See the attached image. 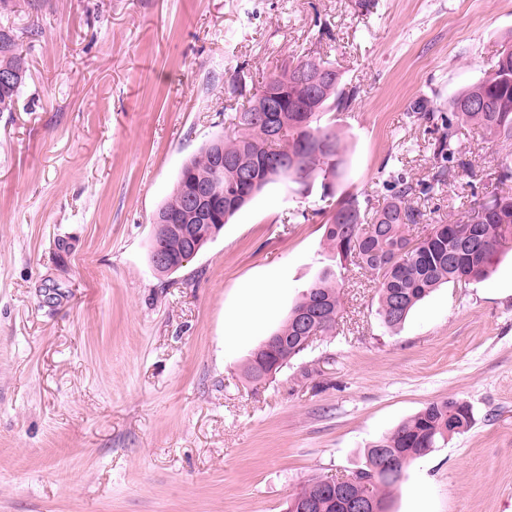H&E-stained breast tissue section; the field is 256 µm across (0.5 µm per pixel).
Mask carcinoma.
I'll use <instances>...</instances> for the list:
<instances>
[{
    "instance_id": "obj_1",
    "label": "carcinoma",
    "mask_w": 512,
    "mask_h": 512,
    "mask_svg": "<svg viewBox=\"0 0 512 512\" xmlns=\"http://www.w3.org/2000/svg\"><path fill=\"white\" fill-rule=\"evenodd\" d=\"M0 71L15 74L8 86L0 85V112H11L25 81L27 62L10 28L0 25ZM271 93L288 96V111L275 113L276 136L270 137L267 123L254 112L257 103ZM353 94L341 88V77L317 97L299 83L291 68L270 76L261 92L233 117L237 132L218 136L198 155L187 161L177 184L160 212L181 213L188 189L213 180L218 161H228L222 173L224 195L207 206L204 222L182 224L171 233L154 235L150 250L162 249L173 266L156 270L160 275L182 268L189 241L206 245L218 236L224 224L246 203L248 196L267 185L281 181L295 185L301 194L311 192L320 182L322 198L335 196V188L346 166V147L340 132L321 125L331 109L346 108ZM452 116L442 120L443 131L435 144L434 155L441 159L433 179L441 182L464 166L459 159L460 129L468 127L494 140H512V49L501 53L495 72L472 84L452 101ZM321 137L330 144L307 155L294 173L281 177L270 158L289 152L300 154L303 142ZM250 172V182L240 181L236 164ZM424 192L398 174L388 184L382 202L364 209L352 196L337 198L325 224L323 238L327 249L340 267L369 272L378 280L377 316L383 327L400 326L410 311L435 288L449 282L480 281L490 274L494 256L512 237V193L500 190L482 199L469 200L463 219L448 224H433L420 236L412 228L420 221V212L411 204L416 192ZM342 309L336 273L323 269L293 306L285 322L273 332L277 343L263 353L258 362L252 352L245 376L261 382L281 371L306 351L300 336L301 321H311L318 336H333ZM472 423L470 406L457 399L429 403L418 413L369 446L364 464L351 473L348 481L336 487L323 478L308 480L292 499L312 504L311 512H354L352 504L368 495L389 512L392 495L403 480L379 468V458L386 453L409 468L418 458L430 453L448 437L467 430Z\"/></svg>"
}]
</instances>
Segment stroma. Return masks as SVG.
Returning <instances> with one entry per match:
<instances>
[{
	"mask_svg": "<svg viewBox=\"0 0 512 512\" xmlns=\"http://www.w3.org/2000/svg\"><path fill=\"white\" fill-rule=\"evenodd\" d=\"M7 17L28 76L0 112V512H285L447 398L472 424L409 467L392 512H512V239L486 280L393 330L374 278L345 273L335 335L259 383L251 353L333 264L320 188L269 185L175 273L149 259L182 165L301 53L356 94L324 117L348 147L338 193L380 199L398 171L433 185L422 225L458 218L512 141L466 132V168L436 184L440 119L512 46V0H12ZM254 285L273 301L241 332Z\"/></svg>",
	"mask_w": 512,
	"mask_h": 512,
	"instance_id": "obj_1",
	"label": "stroma"
}]
</instances>
